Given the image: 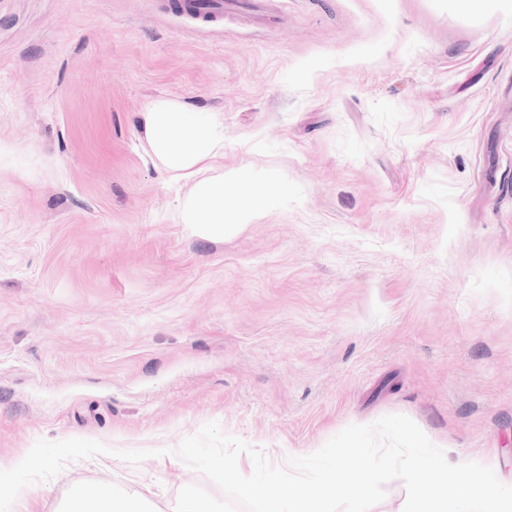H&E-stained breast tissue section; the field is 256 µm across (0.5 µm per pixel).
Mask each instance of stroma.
<instances>
[{
    "instance_id": "35a3bbf8",
    "label": "stroma",
    "mask_w": 512,
    "mask_h": 512,
    "mask_svg": "<svg viewBox=\"0 0 512 512\" xmlns=\"http://www.w3.org/2000/svg\"><path fill=\"white\" fill-rule=\"evenodd\" d=\"M161 2L0 0V468L41 439L168 451L67 463L12 512L219 495L172 453L212 421L284 467L404 414L512 486V10ZM158 99L220 114L211 175L276 169L302 203L183 224Z\"/></svg>"
}]
</instances>
